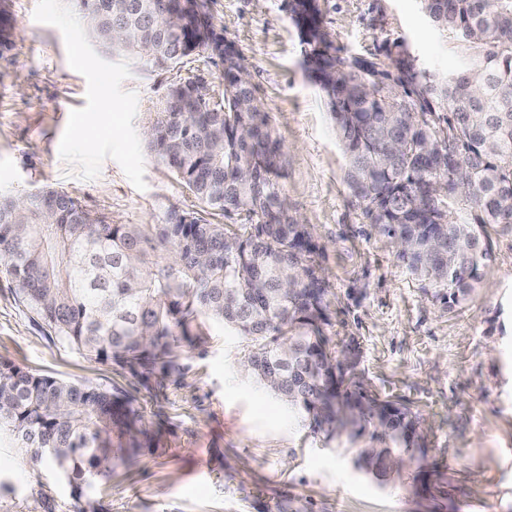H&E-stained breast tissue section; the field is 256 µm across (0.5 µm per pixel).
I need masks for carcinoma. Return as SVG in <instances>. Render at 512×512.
<instances>
[{"label":"carcinoma","mask_w":512,"mask_h":512,"mask_svg":"<svg viewBox=\"0 0 512 512\" xmlns=\"http://www.w3.org/2000/svg\"><path fill=\"white\" fill-rule=\"evenodd\" d=\"M88 35L126 65L168 70L197 55L221 60L224 93L195 78L170 85L147 127L151 151L201 211L165 224H114L62 190L0 195V263L56 337L104 361L176 368L174 352L201 319L251 342L245 375L311 421L327 440L379 428L385 448L363 458L383 475L421 437L400 403L363 392L330 350L328 288L306 226L278 177L279 145L235 46L207 0L166 30L172 0H74ZM466 45L458 78L419 68L405 50L360 56L332 47L316 0H288L306 63L349 158L346 183L366 221L448 308L465 302L491 258L486 227L512 225V0H421ZM244 223H214L212 214ZM162 247L173 250L155 260ZM0 431L51 467L100 512L89 489L112 474V433L138 430L126 403L98 386L0 361Z\"/></svg>","instance_id":"1"}]
</instances>
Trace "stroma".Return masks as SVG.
<instances>
[{"mask_svg": "<svg viewBox=\"0 0 512 512\" xmlns=\"http://www.w3.org/2000/svg\"><path fill=\"white\" fill-rule=\"evenodd\" d=\"M318 6L344 51L400 46L440 76L465 64L459 40L420 0ZM209 9L280 144L279 184L328 283L331 345L364 390L419 415L421 447L374 477L358 459L386 447L380 433L313 434L244 375L250 343L218 322L182 343L173 373L86 356L1 268L0 361L107 388L138 414L139 448L96 484L104 512H512V226L491 229L492 257L465 304L451 309L424 291L349 193L347 157L286 0H209ZM0 22V192L50 186L116 224L199 210L143 130L173 81L197 74L220 90L221 63L128 67L90 41L73 0H0ZM76 510L70 485L0 434V512Z\"/></svg>", "mask_w": 512, "mask_h": 512, "instance_id": "1", "label": "stroma"}]
</instances>
